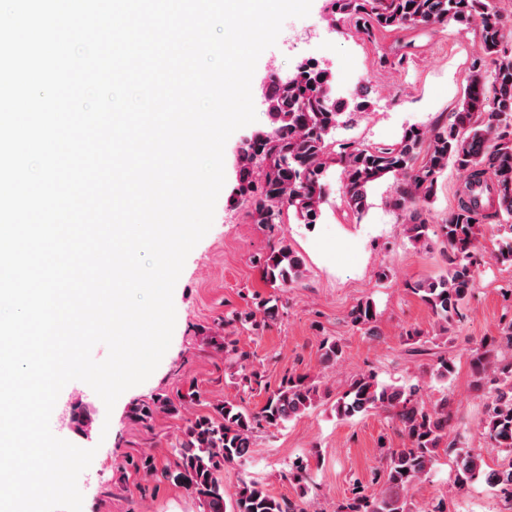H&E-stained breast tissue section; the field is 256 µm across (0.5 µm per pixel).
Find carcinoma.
Wrapping results in <instances>:
<instances>
[{"label":"carcinoma","mask_w":512,"mask_h":512,"mask_svg":"<svg viewBox=\"0 0 512 512\" xmlns=\"http://www.w3.org/2000/svg\"><path fill=\"white\" fill-rule=\"evenodd\" d=\"M334 14L355 20L365 33L425 29L434 25H476L480 29V59L494 68L485 76L473 67L464 95L452 120L429 130L406 129L390 145L336 144L332 134L340 124H351L368 101L354 104L333 91L332 73L315 61H307L283 80L270 76L267 86L270 129L265 136L242 143L236 194L255 224L282 222L288 212L303 224H314L327 203L328 173L341 167L342 193L347 209L360 219L369 209L368 192L386 176L396 179L392 206L408 213L405 234L419 244L428 234L424 205L431 203L438 179L454 166L463 175L457 207L439 231L451 250L448 273L415 284V293L431 308L448 330L462 315L475 277L476 230L495 223L510 234L499 248L497 259L512 263V51L504 46L509 29L489 0H331ZM263 275L279 288L296 283L304 261L287 244L273 249L263 260ZM252 314L224 319V336L210 343L224 351V362L242 390L261 385L262 374L249 361L250 353L239 347L238 326ZM355 325L376 318L373 302L357 304L349 313ZM505 355L494 348L475 349L471 367L475 386L489 395L479 428L487 450L503 455L492 467L480 448H461L449 438L451 415L448 399L425 401L417 385H383L371 375L354 378L336 399V414L351 419L372 410L391 413L402 447L387 448L380 459L386 488L360 491L336 512H412L405 492L422 480L445 455L455 467L454 486L461 489L482 477L500 489L512 505V331L500 337ZM320 363L336 366L343 349L335 340L320 342ZM264 406L252 412L232 400L211 404V412L187 421L175 448V461L164 467L162 477L193 494L202 512H310L306 468L296 466L299 500L271 495L256 480L243 481L226 503L224 466L251 457L254 430L279 427L314 406L319 387L307 374H288L266 389ZM174 407L168 397L136 406L133 416L149 422Z\"/></svg>","instance_id":"carcinoma-1"}]
</instances>
